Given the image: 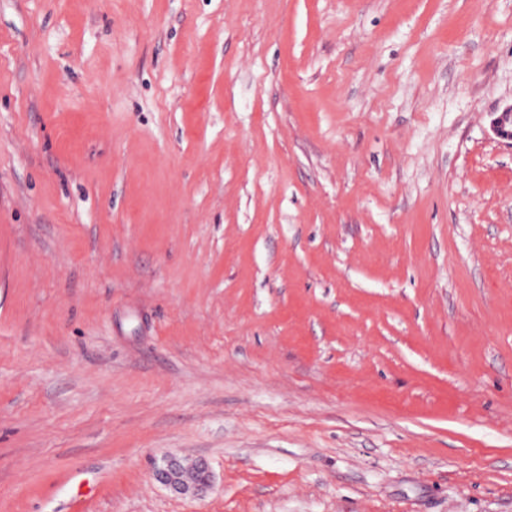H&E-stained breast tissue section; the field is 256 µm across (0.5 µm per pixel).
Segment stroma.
<instances>
[{"label":"stroma","mask_w":512,"mask_h":512,"mask_svg":"<svg viewBox=\"0 0 512 512\" xmlns=\"http://www.w3.org/2000/svg\"><path fill=\"white\" fill-rule=\"evenodd\" d=\"M511 104L512 0H0V512H512ZM193 471V477L187 476ZM155 478L177 493H203L211 487V475L203 463L191 462L184 465L183 461L171 457L164 460L154 471Z\"/></svg>","instance_id":"stroma-1"}]
</instances>
